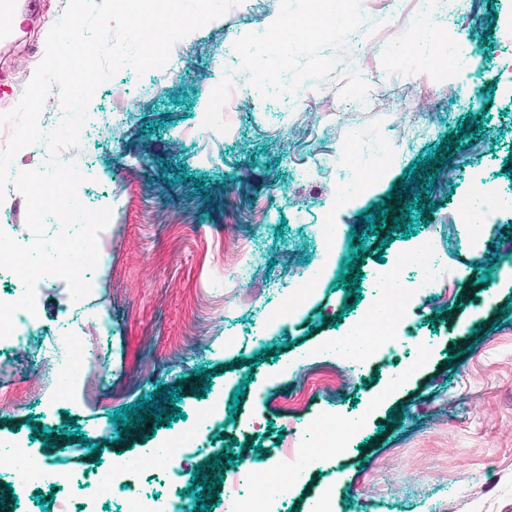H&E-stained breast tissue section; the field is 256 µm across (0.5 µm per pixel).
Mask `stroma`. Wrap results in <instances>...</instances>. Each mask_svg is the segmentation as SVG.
I'll return each instance as SVG.
<instances>
[{
    "label": "stroma",
    "instance_id": "obj_1",
    "mask_svg": "<svg viewBox=\"0 0 512 512\" xmlns=\"http://www.w3.org/2000/svg\"><path fill=\"white\" fill-rule=\"evenodd\" d=\"M29 2L16 0L14 15L0 16L12 32L0 46V113L22 98L66 5ZM314 8L313 0H241L182 38L173 76L125 67L98 87L89 111L126 113L123 134L84 131L76 159L93 169L81 188L86 206L112 209L108 243L118 268L93 269L99 291L88 299L40 283V315L55 329L99 311L112 332L89 347L81 405L61 398L49 409L33 398L0 411V488L9 441L30 440L35 456L59 460L84 437L89 446L66 459L67 474H80L89 458H136L144 463L138 490L168 496L154 449L242 385L237 416L221 414L204 430L205 447L233 457L221 470L238 492L257 491L235 460L243 449L262 446L272 465L277 436L302 441L317 416L347 428L341 447L312 460L274 512H318L326 496L329 512H512V278L501 266L512 258V205L467 229L459 222L484 184L512 190V0H349L326 34L271 48L263 68L225 55V33L249 44ZM427 10L447 16L448 40L478 62L461 93H449L424 62L391 57L416 37L413 17ZM438 150L446 159L429 180L409 174ZM360 175V192L337 195ZM403 179L430 203L413 216V237L389 223L371 234L366 214L384 200L402 208L395 191ZM330 224L365 239L359 295L338 280L351 247L323 262ZM385 234L392 242L383 248ZM427 239L442 263L436 288L415 294L397 335L365 353L353 388L325 387L326 371L348 365L332 347L355 317L343 305L368 306L370 273ZM316 272L320 288L302 294ZM116 274L125 287L117 302ZM294 294L287 321L264 323ZM267 348L277 359L263 358ZM170 386L182 389L184 419L151 433L148 414L120 438L115 410ZM287 393L296 405L275 406ZM71 422L79 436L68 435Z\"/></svg>",
    "mask_w": 512,
    "mask_h": 512
}]
</instances>
